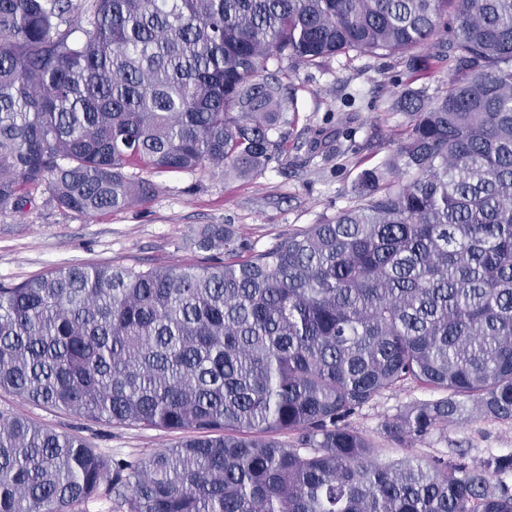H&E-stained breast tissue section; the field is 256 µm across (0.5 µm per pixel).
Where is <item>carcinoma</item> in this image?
<instances>
[{"instance_id":"1","label":"carcinoma","mask_w":512,"mask_h":512,"mask_svg":"<svg viewBox=\"0 0 512 512\" xmlns=\"http://www.w3.org/2000/svg\"><path fill=\"white\" fill-rule=\"evenodd\" d=\"M448 58L405 86L406 129L355 204L207 264H77L0 284V392L183 434L136 465L0 411V512H70L104 483L128 512H512V453L381 462L350 418L417 383L443 397L384 425L402 444L468 408L512 423V0H0V211L41 189L97 215L128 175L279 161L298 115L283 62ZM289 435L293 442L279 439Z\"/></svg>"}]
</instances>
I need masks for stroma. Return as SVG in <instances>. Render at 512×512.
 <instances>
[{
  "mask_svg": "<svg viewBox=\"0 0 512 512\" xmlns=\"http://www.w3.org/2000/svg\"><path fill=\"white\" fill-rule=\"evenodd\" d=\"M448 80V62L423 55L416 67L397 56H337L323 66L294 65L287 83L295 89L298 121L280 162L261 174L225 179L211 171L161 173L138 170L158 191L147 203L89 217L35 193L23 211L0 212V283L17 284L74 264H203L193 244L204 224H221L261 251L278 238L334 217L353 204L351 184L365 168L394 149L407 116L391 109L405 86L436 90ZM322 148L313 153L312 141ZM413 384L383 392L351 419L374 442L381 459L407 456L468 462L512 452V424L465 415L454 425L399 446L384 433L385 423L408 405L433 398ZM0 409L25 414L57 431L82 437L113 463L133 464L171 447L176 434L134 426L92 423L81 417L0 393Z\"/></svg>",
  "mask_w": 512,
  "mask_h": 512,
  "instance_id": "35a3bbf8",
  "label": "stroma"
}]
</instances>
